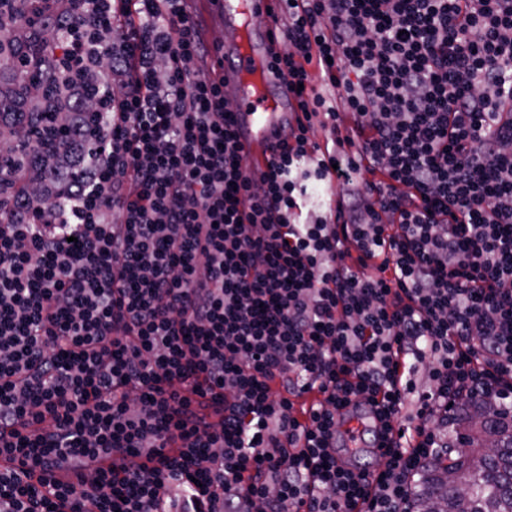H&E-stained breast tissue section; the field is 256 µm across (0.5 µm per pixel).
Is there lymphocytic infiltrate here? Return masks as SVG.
Instances as JSON below:
<instances>
[{"mask_svg":"<svg viewBox=\"0 0 512 512\" xmlns=\"http://www.w3.org/2000/svg\"><path fill=\"white\" fill-rule=\"evenodd\" d=\"M43 4L0 55V512H411L451 405L512 400V0H288L257 181L180 0ZM65 137V131L53 118L47 117L41 126L29 132V139L44 147L46 144L60 142Z\"/></svg>","mask_w":512,"mask_h":512,"instance_id":"f902f5d3","label":"lymphocytic infiltrate"}]
</instances>
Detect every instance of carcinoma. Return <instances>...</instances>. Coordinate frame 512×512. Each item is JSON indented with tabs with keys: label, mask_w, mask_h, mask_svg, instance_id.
<instances>
[{
	"label": "carcinoma",
	"mask_w": 512,
	"mask_h": 512,
	"mask_svg": "<svg viewBox=\"0 0 512 512\" xmlns=\"http://www.w3.org/2000/svg\"><path fill=\"white\" fill-rule=\"evenodd\" d=\"M65 131L49 117L29 132L40 146L60 142ZM412 512H512V423L484 400H468L448 417V447L418 472Z\"/></svg>",
	"instance_id": "obj_1"
}]
</instances>
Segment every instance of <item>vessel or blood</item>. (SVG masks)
Listing matches in <instances>:
<instances>
[{
  "label": "vessel or blood",
  "mask_w": 512,
  "mask_h": 512,
  "mask_svg": "<svg viewBox=\"0 0 512 512\" xmlns=\"http://www.w3.org/2000/svg\"><path fill=\"white\" fill-rule=\"evenodd\" d=\"M183 7L196 34L213 21L224 31L203 67L223 79L224 96L235 105L231 121L240 171L260 178L268 170L271 145L287 138L300 116L287 76L268 53L283 31L282 0H185Z\"/></svg>",
  "instance_id": "obj_1"
}]
</instances>
